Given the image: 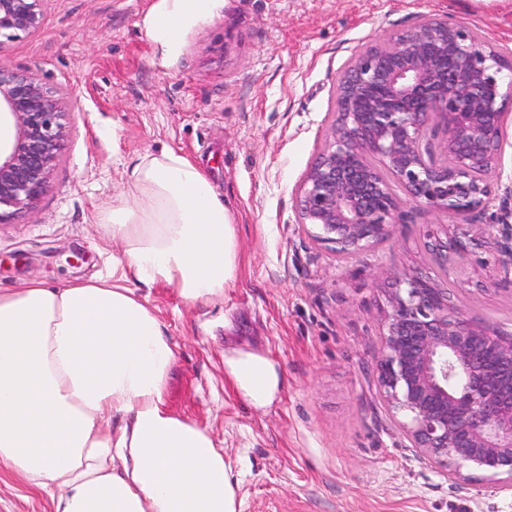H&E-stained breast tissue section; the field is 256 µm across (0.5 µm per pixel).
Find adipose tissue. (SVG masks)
Returning a JSON list of instances; mask_svg holds the SVG:
<instances>
[{"label":"adipose tissue","instance_id":"ef3b65f1","mask_svg":"<svg viewBox=\"0 0 512 512\" xmlns=\"http://www.w3.org/2000/svg\"><path fill=\"white\" fill-rule=\"evenodd\" d=\"M224 0H153L142 19L161 65ZM103 235L120 274L55 287L0 289V469L47 496L51 512H239L223 449L166 406L175 345L129 279L175 288L186 306L218 303L237 277L229 208L174 147L140 157L108 208ZM224 379L263 411L283 372L269 354L224 351Z\"/></svg>","mask_w":512,"mask_h":512}]
</instances>
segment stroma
<instances>
[{"mask_svg":"<svg viewBox=\"0 0 512 512\" xmlns=\"http://www.w3.org/2000/svg\"><path fill=\"white\" fill-rule=\"evenodd\" d=\"M153 0H45L38 33L0 48L72 105L63 157L34 211L0 224V289L38 277L54 286L111 278L121 248L102 237L139 157L167 146L203 169L231 206L238 278L223 302L188 308L163 283L151 305L177 346L168 409L206 427L237 473L240 512H512V492L481 478L452 485L411 448L374 385L379 277L428 272L436 224H491L512 209L461 217L417 206L393 237L346 258L299 224L296 189L321 150L339 80L360 48L430 16L512 50V0H224L158 68L138 23ZM495 256L450 270L469 317L512 331V284ZM268 352L284 376L278 402L249 408L224 380L225 342ZM0 512H51L47 497L0 472Z\"/></svg>","mask_w":512,"mask_h":512,"instance_id":"1","label":"stroma"}]
</instances>
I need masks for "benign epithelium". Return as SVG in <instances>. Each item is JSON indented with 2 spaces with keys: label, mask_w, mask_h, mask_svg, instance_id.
<instances>
[{
  "label": "benign epithelium",
  "mask_w": 512,
  "mask_h": 512,
  "mask_svg": "<svg viewBox=\"0 0 512 512\" xmlns=\"http://www.w3.org/2000/svg\"><path fill=\"white\" fill-rule=\"evenodd\" d=\"M44 0H0V44L36 33ZM512 53L470 28L429 17L361 48L338 84L336 113L296 191L298 223L338 256L362 253L406 224L408 201L465 215L495 192L512 113ZM0 224L34 208L66 146L70 104L28 70L0 65ZM424 251L437 271L392 277L385 289L375 386L410 446L445 471L508 475L512 489V336L467 317L444 275L474 249L497 253L512 283V223L441 224Z\"/></svg>",
  "instance_id": "benign-epithelium-1"
}]
</instances>
